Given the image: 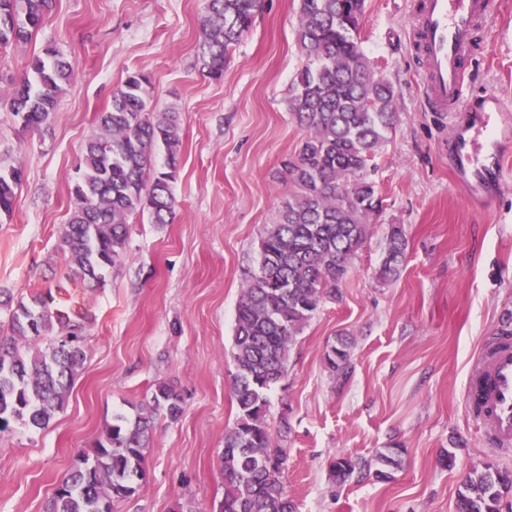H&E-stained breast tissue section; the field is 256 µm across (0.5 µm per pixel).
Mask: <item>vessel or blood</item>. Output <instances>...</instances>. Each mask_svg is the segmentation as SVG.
Here are the masks:
<instances>
[{"label":"vessel or blood","mask_w":512,"mask_h":512,"mask_svg":"<svg viewBox=\"0 0 512 512\" xmlns=\"http://www.w3.org/2000/svg\"><path fill=\"white\" fill-rule=\"evenodd\" d=\"M496 0H421L417 11L414 45L424 66L427 108L432 112H482L481 127L459 135L454 163L470 172L474 201L492 197L493 184L512 178L495 139L487 127H501L512 113V98L488 91L468 97L471 72L467 60L474 51L482 23ZM465 408L477 424L502 448L512 446V336H488L471 366Z\"/></svg>","instance_id":"obj_1"}]
</instances>
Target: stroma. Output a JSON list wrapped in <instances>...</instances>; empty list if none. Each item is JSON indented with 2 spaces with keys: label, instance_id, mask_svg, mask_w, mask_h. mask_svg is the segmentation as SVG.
Segmentation results:
<instances>
[{
  "label": "stroma",
  "instance_id": "35a3bbf8",
  "mask_svg": "<svg viewBox=\"0 0 512 512\" xmlns=\"http://www.w3.org/2000/svg\"><path fill=\"white\" fill-rule=\"evenodd\" d=\"M417 2L365 0L361 45L393 84L398 114L370 172L383 209L342 299L324 302L297 336L288 374L269 393L271 429L289 427L282 480L299 512H455L471 468L512 471V448L492 444L464 407L482 340L512 317V180L482 206L458 184L452 124L424 106ZM498 2L476 54L477 93H512V0ZM204 11V0H53L29 42L0 49V162L24 171L11 216L0 218V288L14 295L61 280L81 149L129 73L149 78L155 111L178 113L182 127L173 223L133 216L128 254L104 290L71 284L63 295L96 317L84 368L48 427L17 424L0 436V512H45L78 451H91L115 415L145 405L160 381L180 393L184 411L174 422L157 418L145 477L112 512H175L180 503L215 512L224 497V435L238 414L235 306L263 227L293 190L278 171L302 137L288 98L306 59L296 42L299 0H258L223 78L204 77ZM49 46L75 75L50 124L25 130L10 94ZM392 224L408 246L399 278L384 282L377 270ZM340 336L352 353L343 383L325 361ZM393 445L405 450L394 479L334 483L335 458L368 460ZM447 451L449 468L439 463Z\"/></svg>",
  "mask_w": 512,
  "mask_h": 512
}]
</instances>
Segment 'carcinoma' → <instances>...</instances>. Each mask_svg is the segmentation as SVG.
<instances>
[{"label":"carcinoma","mask_w":512,"mask_h":512,"mask_svg":"<svg viewBox=\"0 0 512 512\" xmlns=\"http://www.w3.org/2000/svg\"><path fill=\"white\" fill-rule=\"evenodd\" d=\"M53 0H0V47L29 40L43 26ZM365 0H300L296 39L308 63L296 74L289 112L303 137L281 164L295 191L264 226L257 269L248 273L236 306L231 356L235 426L224 435V499L217 512H297L282 481L288 449L270 430L268 392L287 375L291 346L322 302L336 300L352 258L364 243L383 200L367 177L395 129L394 87L375 72L361 48ZM257 0H207L198 63L219 80L230 54L251 28ZM31 76L12 90L10 106L22 129L49 123L73 76L67 57L45 49ZM149 80L132 73L112 95L84 144L71 194L74 207L59 250L65 277L87 290L104 287L106 273L126 257L129 219L148 209L152 222L170 224L172 182L181 159V125L174 112L150 109ZM164 154L157 167L155 153ZM19 166L0 164V215L13 211L22 182ZM407 250L403 228L391 225L378 276L399 277ZM90 310L75 315L48 288L26 301L0 289V435L16 423L45 428L68 402L86 359ZM339 378L351 369L350 345L340 337L325 354ZM183 413L176 389L158 383L134 417L113 418L92 452H79L48 500L45 512H112V501L136 491L145 476V449L155 420ZM401 448H379L374 462L339 457L335 481L370 475L393 478ZM512 472L490 464L473 468L458 491L457 512H503Z\"/></svg>","instance_id":"1"}]
</instances>
